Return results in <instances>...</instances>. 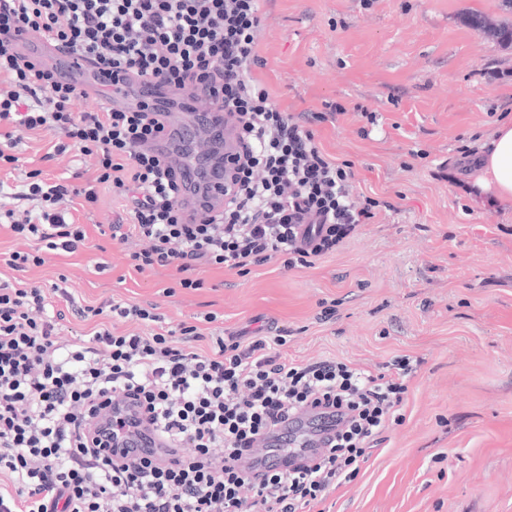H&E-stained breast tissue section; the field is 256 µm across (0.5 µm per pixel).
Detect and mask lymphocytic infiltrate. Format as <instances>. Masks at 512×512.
Wrapping results in <instances>:
<instances>
[{"label":"lymphocytic infiltrate","instance_id":"obj_1","mask_svg":"<svg viewBox=\"0 0 512 512\" xmlns=\"http://www.w3.org/2000/svg\"><path fill=\"white\" fill-rule=\"evenodd\" d=\"M263 21L260 0H0V165L16 166L24 134L45 128L61 135L55 153L97 159L81 188L26 172L23 197L41 209L5 216L36 246L0 255V267L22 272L77 252L86 231L61 204L96 205L102 186L126 215L112 239L148 243L131 254L133 267L173 270L184 288L202 287L203 268L245 272L280 255L288 267L312 266L370 223L377 200L356 194L351 172L251 78ZM24 30L112 73L222 102L239 129L222 211L185 221L175 171L148 148L164 134L158 112H74L77 85L17 51ZM59 297L73 299L57 285L0 279V512H305L353 481L404 420L409 358L377 374L336 358L296 361L282 351L284 326L207 345L197 326L172 328L111 299L78 307L90 331L64 342ZM116 318L130 330L116 332ZM124 402L134 412L124 427L148 424L165 459L119 446L105 410ZM309 408L336 420L319 451L248 465L257 437Z\"/></svg>","mask_w":512,"mask_h":512}]
</instances>
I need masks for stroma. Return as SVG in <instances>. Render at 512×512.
<instances>
[{"label": "stroma", "instance_id": "1", "mask_svg": "<svg viewBox=\"0 0 512 512\" xmlns=\"http://www.w3.org/2000/svg\"><path fill=\"white\" fill-rule=\"evenodd\" d=\"M252 76L292 115L328 111L318 146L350 167L358 193L385 201L370 224L310 268L284 257L239 274L202 272L175 288L164 270H135L143 243L101 234L120 204L100 189L69 217L79 251L50 256L23 280L67 278L77 301L154 307L165 325L203 333L288 327L289 357H335L378 372L406 355L418 367L405 420L386 433L351 483L325 492L321 512H512V208L497 205L464 168L495 128L512 120V50L469 28L472 12L505 19L501 0H263ZM375 121H368V114ZM51 130L26 134L18 169H0V213L25 171L81 187L91 159L43 157Z\"/></svg>", "mask_w": 512, "mask_h": 512}]
</instances>
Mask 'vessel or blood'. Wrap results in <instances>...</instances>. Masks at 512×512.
Returning a JSON list of instances; mask_svg holds the SVG:
<instances>
[{"instance_id":"b4317fda","label":"vessel or blood","mask_w":512,"mask_h":512,"mask_svg":"<svg viewBox=\"0 0 512 512\" xmlns=\"http://www.w3.org/2000/svg\"><path fill=\"white\" fill-rule=\"evenodd\" d=\"M14 43L19 52L39 53L46 66L62 68L68 78L75 80L84 101L103 98L117 108L133 107L142 101L139 85L130 79H113L111 73L94 68L88 59L63 54L36 33L22 32ZM170 97L174 105L168 112L167 123L173 137L157 142L156 147L166 151L183 171L180 202L186 220L194 222L223 203L224 159L234 151L236 128L220 104L201 105L198 95L188 91H174ZM324 426V421L315 416L302 415L292 427L291 447L314 446Z\"/></svg>"}]
</instances>
